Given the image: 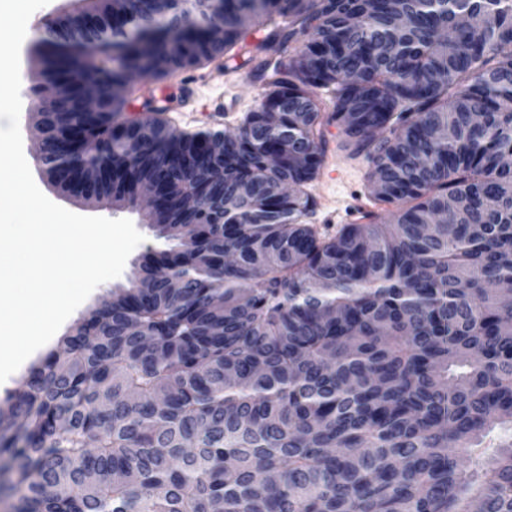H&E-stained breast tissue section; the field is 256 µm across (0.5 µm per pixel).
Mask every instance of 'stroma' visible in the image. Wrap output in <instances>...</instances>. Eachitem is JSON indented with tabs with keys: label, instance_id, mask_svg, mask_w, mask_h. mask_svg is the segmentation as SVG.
Wrapping results in <instances>:
<instances>
[{
	"label": "stroma",
	"instance_id": "35a3bbf8",
	"mask_svg": "<svg viewBox=\"0 0 512 512\" xmlns=\"http://www.w3.org/2000/svg\"><path fill=\"white\" fill-rule=\"evenodd\" d=\"M256 41V36L247 37L241 44L239 56L232 62L220 55L183 68L182 72H171L162 79L151 75L138 77L135 81V90L125 93V116L165 114L169 117L170 129L178 132L235 131L241 115L253 108L263 95L262 83L250 75L249 58ZM183 76L192 79L198 104L203 105L222 96L234 103L231 115L221 123L213 122L200 111L193 113L192 117H185L182 86L179 82ZM326 137L328 148L325 165L318 179L309 188L316 200V207L309 217V222L319 231L332 234L343 222L342 210L355 199L367 197L370 191V164L361 158L349 159L345 152L337 150L336 144L340 140V134L336 128H328ZM121 215L132 221L138 232L143 235V242L131 252L119 277L96 287L64 322L57 335L29 356L5 382L0 383V400L8 393L21 389L30 368L39 363L47 352L57 348L63 336L72 332L76 324L93 309L100 307L103 300L111 298L113 289L127 286L135 268L148 252L166 249V242L155 236L152 228L142 221L137 211L125 209Z\"/></svg>",
	"mask_w": 512,
	"mask_h": 512
}]
</instances>
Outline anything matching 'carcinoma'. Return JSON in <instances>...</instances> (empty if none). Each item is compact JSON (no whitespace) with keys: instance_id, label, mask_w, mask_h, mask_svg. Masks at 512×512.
Here are the masks:
<instances>
[{"instance_id":"1","label":"carcinoma","mask_w":512,"mask_h":512,"mask_svg":"<svg viewBox=\"0 0 512 512\" xmlns=\"http://www.w3.org/2000/svg\"><path fill=\"white\" fill-rule=\"evenodd\" d=\"M194 8L83 3L43 43L69 103L49 139L112 148V178L72 183L107 207L151 184L170 247L0 401L14 512H512V0H224L220 42ZM275 14L238 131L113 126L109 83ZM331 126L372 190L365 223L322 238L307 187Z\"/></svg>"}]
</instances>
